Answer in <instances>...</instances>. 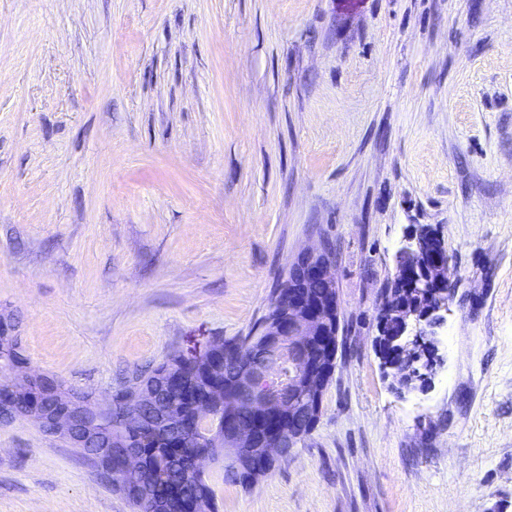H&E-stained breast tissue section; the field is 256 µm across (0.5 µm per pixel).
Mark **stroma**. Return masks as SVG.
<instances>
[{"label":"stroma","mask_w":512,"mask_h":512,"mask_svg":"<svg viewBox=\"0 0 512 512\" xmlns=\"http://www.w3.org/2000/svg\"><path fill=\"white\" fill-rule=\"evenodd\" d=\"M414 224L458 272L447 362L398 396L377 308ZM341 302L315 429L219 512H512V0H0V316L110 398L254 331L305 250ZM0 512H132L0 424Z\"/></svg>","instance_id":"stroma-1"}]
</instances>
